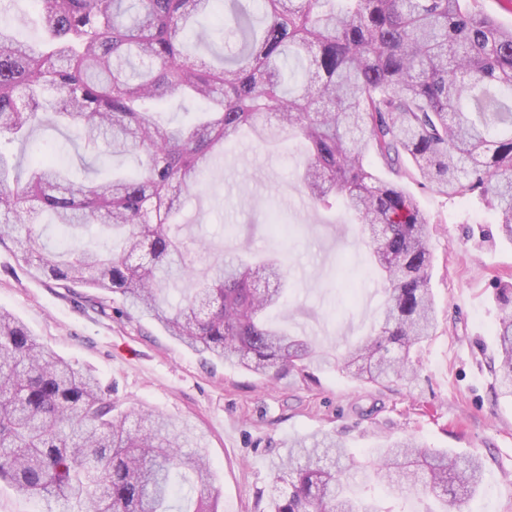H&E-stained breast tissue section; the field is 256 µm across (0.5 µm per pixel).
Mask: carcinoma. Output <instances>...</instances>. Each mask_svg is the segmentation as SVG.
<instances>
[{
	"mask_svg": "<svg viewBox=\"0 0 512 512\" xmlns=\"http://www.w3.org/2000/svg\"><path fill=\"white\" fill-rule=\"evenodd\" d=\"M37 0L43 39L19 41L0 27V136L73 127L86 151L134 155L136 172L74 181L37 162L26 179L0 151V245L11 243L37 279L92 288V308L112 295L129 316H147L188 348L271 381L311 376L326 355L270 312L288 290L278 256L250 244L197 273L182 238L184 201L224 145L248 132L261 146L296 135L307 151L299 184L316 205L341 201L362 225L384 308L372 332L336 358L374 384L414 372L432 335L429 220L398 177L414 173L450 197L475 192L512 241V27L479 0H260L256 16L229 0L224 51L207 66L188 34L221 0ZM205 104L173 125L158 107ZM52 217L69 243H42ZM194 287L173 305L168 287ZM490 370L512 396V286ZM191 429L149 411H125L88 370L46 349L0 310V482L41 501L44 512H218L209 462ZM329 433L302 436L271 478L263 512H383L351 488L371 481L422 492L439 512L477 494L479 456L387 440L348 466Z\"/></svg>",
	"mask_w": 512,
	"mask_h": 512,
	"instance_id": "1",
	"label": "carcinoma"
}]
</instances>
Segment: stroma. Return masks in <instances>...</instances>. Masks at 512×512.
I'll return each mask as SVG.
<instances>
[{"instance_id": "1", "label": "stroma", "mask_w": 512, "mask_h": 512, "mask_svg": "<svg viewBox=\"0 0 512 512\" xmlns=\"http://www.w3.org/2000/svg\"><path fill=\"white\" fill-rule=\"evenodd\" d=\"M0 24L20 41L41 39L35 0H0ZM0 149L23 168L47 157L85 176V150L66 127H43ZM301 161L293 140L275 154L247 139L227 145L185 206L183 235L200 270L243 239L255 251L283 255L288 302L277 321L333 357L370 333L381 284L351 216L315 207L301 190ZM407 188L430 221L436 327L419 347L415 376L405 380L360 382L330 363L311 381H268L186 348L149 317L118 315L121 298L106 312L93 310L89 289L33 278L9 245H0V308L46 348L91 371L124 407L192 427L216 475L220 512H256L289 442L322 432L340 437L358 464L390 437L478 455L483 481L464 512H512V397L495 389L488 368L497 288L512 282V242L479 196L447 197L412 181ZM272 219L294 233L271 236Z\"/></svg>"}]
</instances>
